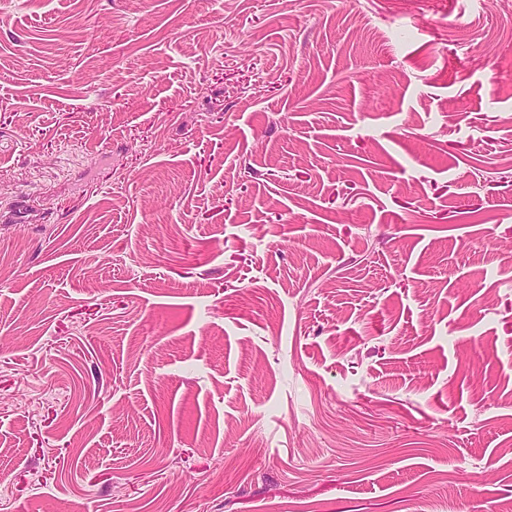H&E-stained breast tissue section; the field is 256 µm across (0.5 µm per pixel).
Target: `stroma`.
I'll list each match as a JSON object with an SVG mask.
<instances>
[{"label":"stroma","mask_w":512,"mask_h":512,"mask_svg":"<svg viewBox=\"0 0 512 512\" xmlns=\"http://www.w3.org/2000/svg\"><path fill=\"white\" fill-rule=\"evenodd\" d=\"M508 500L504 0H0V512Z\"/></svg>","instance_id":"35a3bbf8"}]
</instances>
